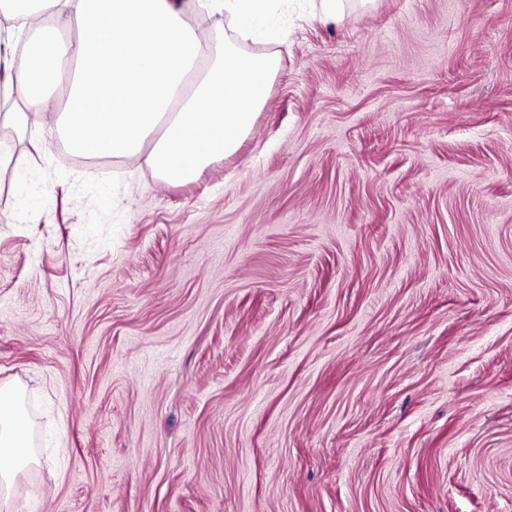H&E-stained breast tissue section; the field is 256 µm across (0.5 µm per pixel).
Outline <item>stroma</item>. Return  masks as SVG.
<instances>
[{"label":"stroma","mask_w":512,"mask_h":512,"mask_svg":"<svg viewBox=\"0 0 512 512\" xmlns=\"http://www.w3.org/2000/svg\"><path fill=\"white\" fill-rule=\"evenodd\" d=\"M192 181L0 171V512H512V0H290ZM0 493L7 490L18 468L24 465L28 456L22 446L27 434L25 420L5 409L0 396Z\"/></svg>","instance_id":"obj_1"}]
</instances>
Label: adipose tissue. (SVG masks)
Segmentation results:
<instances>
[{
    "label": "adipose tissue",
    "mask_w": 512,
    "mask_h": 512,
    "mask_svg": "<svg viewBox=\"0 0 512 512\" xmlns=\"http://www.w3.org/2000/svg\"><path fill=\"white\" fill-rule=\"evenodd\" d=\"M62 24L91 37L61 40L34 24L18 45L0 43L6 71L0 126L38 143L59 128L86 157H146L162 177L186 181L232 155L253 127L278 69L269 53L246 55L209 42L186 20L189 8L220 11L245 39L275 40L288 0H49ZM25 420L0 409V492L28 457Z\"/></svg>",
    "instance_id": "obj_1"
}]
</instances>
